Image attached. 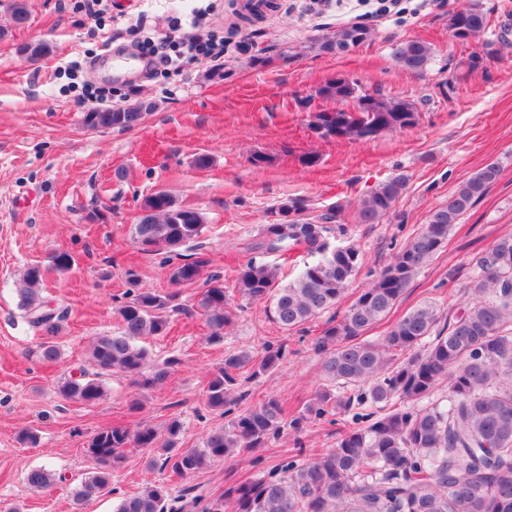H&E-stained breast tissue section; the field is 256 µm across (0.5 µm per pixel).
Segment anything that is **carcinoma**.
I'll use <instances>...</instances> for the list:
<instances>
[{
  "mask_svg": "<svg viewBox=\"0 0 512 512\" xmlns=\"http://www.w3.org/2000/svg\"><path fill=\"white\" fill-rule=\"evenodd\" d=\"M488 25L489 17L477 4L461 7L449 18L453 36L460 41L477 37ZM370 35L366 25H346L318 47L340 55ZM51 52L45 39L18 48L31 62ZM431 55L430 46L417 39L395 48L397 62L410 72L424 71ZM317 94L352 103L349 109L312 115L309 128L322 139L361 141L416 123L412 103L363 92L342 75L325 81ZM155 109L154 101L141 98L118 108L94 107L84 113L83 122L93 130H131ZM499 171L492 162L462 183L317 339L315 349L323 355L329 385L316 392L307 415L319 420L348 417L334 447L290 454L261 476L229 485L205 505L193 485L174 495L166 484L150 480L140 492L122 498L115 512H186L199 506L201 512H512V234L475 258L468 282L472 304L457 311L448 303L446 327L439 328L440 310L424 303L391 322L380 340L363 339L370 328L388 320L414 275L447 243L452 227L496 181ZM407 183L403 173L380 183L361 201L358 223H380ZM342 211L338 204L311 217L302 199L280 204L272 211V222L261 230L260 248L273 254L287 241L303 243L315 259L285 285L279 282L281 267L275 262L250 259L238 271L239 293L250 302L272 300L276 320L286 331L335 308L359 268L356 246L336 244L326 236L327 225L336 223ZM141 212L135 236L150 252L172 253L198 240L204 229L197 210L165 191L145 197ZM209 263L205 253H193L170 268L169 281L181 288L204 282L197 306L210 329L207 340L220 344L232 323L230 297L220 276L203 278ZM43 277L41 265L26 268L18 289L19 307L28 323L42 332L40 357L55 361L60 357L62 314L48 313L49 302L41 294ZM177 296V291L144 288L128 292L116 308L119 331L99 336L92 344L96 372L82 370L67 378L60 394L94 405L106 393L100 376L112 373L129 377L144 390L163 384L177 360L155 365L139 341L168 334L170 313L179 309ZM286 354V345L272 343L261 355L249 350L227 354L208 383L207 406L231 413L243 400L236 393L239 381L273 373ZM444 379L447 405L422 404ZM302 421H288L279 401L268 398L211 430L201 448L179 447L182 423L177 418L163 432L147 424L103 428L89 443L95 470L75 489L73 503L81 510L110 492L112 471L130 448H152L157 458L151 468L190 477L215 460L265 448L287 426L300 429ZM25 481L33 489L46 490L53 474L34 467L26 471Z\"/></svg>",
  "mask_w": 512,
  "mask_h": 512,
  "instance_id": "1",
  "label": "carcinoma"
}]
</instances>
